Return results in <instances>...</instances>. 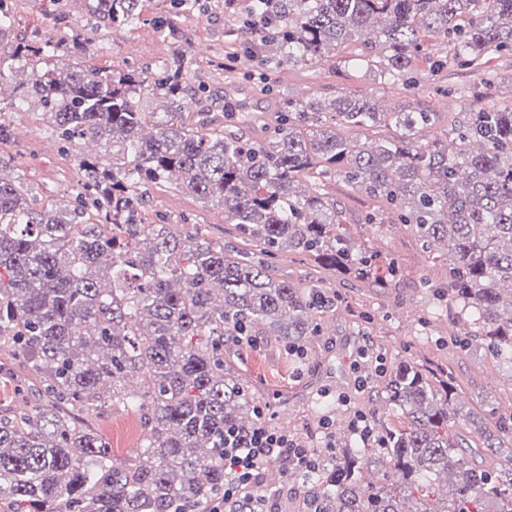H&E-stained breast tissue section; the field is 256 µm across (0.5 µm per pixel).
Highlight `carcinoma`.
I'll use <instances>...</instances> for the list:
<instances>
[{"instance_id": "1", "label": "carcinoma", "mask_w": 512, "mask_h": 512, "mask_svg": "<svg viewBox=\"0 0 512 512\" xmlns=\"http://www.w3.org/2000/svg\"><path fill=\"white\" fill-rule=\"evenodd\" d=\"M268 25L259 63H320L344 48L400 82L428 38L480 69L490 51L512 53V0H260ZM112 27L141 21L143 0H94ZM70 51L51 41L15 58L27 80L16 104L38 99L65 142H92L81 159L92 204L63 208L0 177V347L20 359L42 399L0 415V512H204L224 494L228 438L247 447L254 406L224 369V338L266 336L287 347L318 333L319 302L283 280L265 257L288 249L336 276H383L343 227L336 201L299 189L312 171L340 173L398 212L448 264V298L480 336L512 361V106L466 112L448 141L418 144L433 112H381L368 94L288 103L273 136L246 143L198 112L183 116L192 58L176 53L153 71L52 67ZM163 99L154 112L148 99ZM372 130V142L347 135ZM224 208L245 247L178 236L144 223L149 187ZM136 373L137 389L125 386ZM396 426L373 434L382 478L365 483L361 451L340 448L311 477L298 512H512V470L465 462L451 429L454 385L442 397L411 363L384 389ZM122 404L149 425L138 458L112 466L110 447L78 414ZM480 430L482 447L500 434ZM456 475L443 498L409 492Z\"/></svg>"}]
</instances>
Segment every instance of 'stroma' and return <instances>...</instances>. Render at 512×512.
<instances>
[{"instance_id":"1","label":"stroma","mask_w":512,"mask_h":512,"mask_svg":"<svg viewBox=\"0 0 512 512\" xmlns=\"http://www.w3.org/2000/svg\"><path fill=\"white\" fill-rule=\"evenodd\" d=\"M14 16L11 32L0 36V58H8L17 38L39 43L52 40L84 46L79 59L88 66L115 71L154 68L173 51H189L192 57L190 83L198 88V101L184 102L195 112L224 108V90L239 87L246 100L243 111L230 113L225 131L247 143H258L281 125L288 101L330 99L345 94H368L384 112L435 113L437 123L422 140L430 142L462 119L463 112L487 104H512V54L491 53L485 67L489 80L471 68L450 62L448 45L430 42L428 54L413 66L411 78L393 83L367 69L356 70L347 53L319 64L262 67L248 49L260 43V34L245 24L251 0H198L193 9L172 8L169 0H147L142 20L131 28H111L92 16L87 0H6ZM78 19V27L59 23V11ZM165 20L171 36L161 39L156 20ZM232 57L231 68L221 69L224 57ZM24 72L0 86V123L10 135L0 140V175L23 179L33 194L66 205L84 195L78 160L81 145L60 142L48 129L36 103L14 108L10 100ZM310 189H323L343 212L354 241L376 256L380 268L395 266L387 287L354 279L339 280L320 271L309 256L284 250L270 263L278 276L313 287L326 296L319 314V332L301 343L303 354L289 361L286 346L257 337L248 346L234 340L224 343V356L237 365L255 404H269L273 426L301 437L318 447L322 438L319 419H327L337 447L359 444L348 427L349 411L356 408L380 422L393 423L397 414L378 396L396 366L414 362L434 384L452 377L456 386L454 404L463 414L457 432L468 435L473 423H495L512 419V365L476 338L472 322L459 318L448 301V266L438 250L423 246L419 238L397 224L387 203L358 191L342 176L311 175ZM147 223L170 225L172 232L198 235L237 250L241 240L227 224L222 207L204 204L175 191L171 184L149 189L145 210ZM469 347H462V340ZM367 345L370 355L381 358L383 369L370 388H354L350 363L358 346ZM21 369L8 351L0 352V411L9 413L32 404V390H20ZM329 397H320L322 389ZM351 398L350 406L337 404L336 394ZM89 424L99 430L111 446L117 464L132 462L140 451L147 429L143 418L115 407L102 415H90Z\"/></svg>"}]
</instances>
